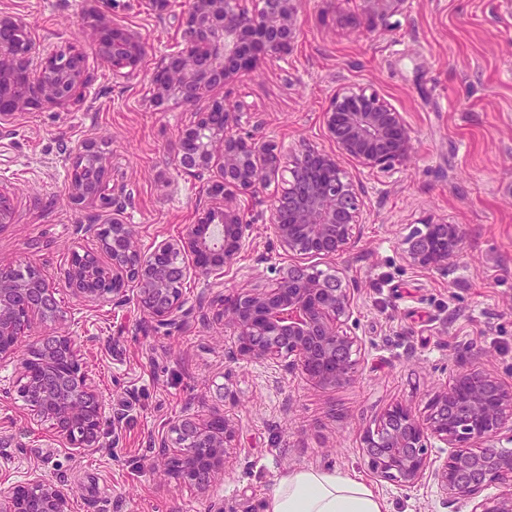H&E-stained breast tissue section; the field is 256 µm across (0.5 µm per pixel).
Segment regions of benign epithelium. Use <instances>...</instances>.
Listing matches in <instances>:
<instances>
[{
  "instance_id": "benign-epithelium-1",
  "label": "benign epithelium",
  "mask_w": 512,
  "mask_h": 512,
  "mask_svg": "<svg viewBox=\"0 0 512 512\" xmlns=\"http://www.w3.org/2000/svg\"><path fill=\"white\" fill-rule=\"evenodd\" d=\"M88 20L98 55L118 76L137 73L149 52L140 34L107 17L112 0H92ZM371 19L387 22L408 9L409 0H359ZM303 0H187L179 23L178 49L161 56L151 74V106L196 108L177 136L175 170L199 183L196 221L178 236H163L148 249L136 226L120 209L112 218L88 217L78 231L96 238L98 249L72 251L67 268L53 276L28 264H0V366L14 365L18 378L0 379V396L17 395L33 414L49 423L52 436L70 448L101 447L104 407L75 350V336L53 330L26 352L20 345L35 323L63 316L60 284L82 302L136 290L144 317L171 326L185 317L183 285L192 277L222 280L250 244L244 202L268 198L270 224L286 255L343 260L360 242L356 232L362 200L345 169L348 160L370 174L386 173L411 157L412 128L405 113L376 91L341 86L331 97L322 125L336 150L306 146L284 175L278 147L261 125L242 133V113L227 98L209 96L251 72L268 58L285 60L298 42ZM92 83L85 57L37 44L31 25L0 12V126L18 112L64 107L82 98ZM70 182L77 204L104 209L120 189L110 184L104 153L94 143L76 147ZM277 191L269 192L272 182ZM463 249L456 224L431 219L424 230L401 242L406 261L448 274ZM110 259V266L101 256ZM354 312V289L346 268L321 274L290 263L276 279L220 296L217 318L236 336V356L272 362L322 388L353 383L359 373L361 338L347 332ZM475 363L434 392L427 412L416 414L397 403L361 435L360 459L375 479L415 487L433 483L442 498L469 512H512V384ZM229 415L213 410L203 417L187 412L168 424L154 442L164 472L202 491L224 473L235 441ZM438 441L448 457L437 462L429 448ZM496 487L497 492L485 490ZM0 512H68L66 494L36 468L21 482L0 483Z\"/></svg>"
}]
</instances>
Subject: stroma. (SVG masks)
Wrapping results in <instances>:
<instances>
[{
  "instance_id": "obj_1",
  "label": "stroma",
  "mask_w": 512,
  "mask_h": 512,
  "mask_svg": "<svg viewBox=\"0 0 512 512\" xmlns=\"http://www.w3.org/2000/svg\"><path fill=\"white\" fill-rule=\"evenodd\" d=\"M89 0H0L25 18L36 41L81 51L93 76L76 105L15 114L0 132V189L11 199L0 224V262L48 273L72 250L88 212L72 203L69 152L88 141L124 187V215L142 245L194 219L198 184L177 175L171 152L191 117L154 111L150 77L178 45L183 0L165 18L143 0H116L111 21L137 30L151 50L136 78L113 74L91 47ZM376 90L413 129L416 152L388 173L352 170L364 201L361 242L346 261L355 307L349 329L363 340L359 376L335 390L234 358L235 338L200 307L228 288L269 281L287 265L265 199L250 206V246L223 283L193 279L190 315L152 326L134 294L84 305L60 288L64 327L105 408L103 447L87 455L48 437L21 399L0 400V480L33 467L58 483L70 512H263L276 479L298 467L340 470L370 481L387 512H448L435 486L369 479L360 465L363 430L392 405L423 412L436 389L482 349L486 369L512 382V0H411L388 25L358 0H305L302 34L288 60L272 59L229 87L243 131L261 124L289 169L299 142L330 143L320 114L340 84ZM459 225L464 244L453 272L411 266L402 239L424 220ZM220 410L236 427L228 465L210 495L163 477L150 441L185 409Z\"/></svg>"
}]
</instances>
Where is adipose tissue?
Instances as JSON below:
<instances>
[{
    "instance_id": "1",
    "label": "adipose tissue",
    "mask_w": 512,
    "mask_h": 512,
    "mask_svg": "<svg viewBox=\"0 0 512 512\" xmlns=\"http://www.w3.org/2000/svg\"><path fill=\"white\" fill-rule=\"evenodd\" d=\"M264 512H386V505L368 484L346 472L300 467L279 477Z\"/></svg>"
}]
</instances>
